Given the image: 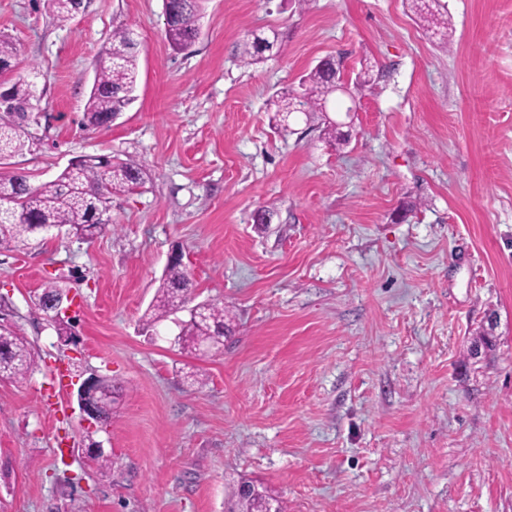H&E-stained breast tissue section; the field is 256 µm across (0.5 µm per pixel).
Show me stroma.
Here are the masks:
<instances>
[{
  "label": "stroma",
  "mask_w": 512,
  "mask_h": 512,
  "mask_svg": "<svg viewBox=\"0 0 512 512\" xmlns=\"http://www.w3.org/2000/svg\"><path fill=\"white\" fill-rule=\"evenodd\" d=\"M440 5L448 45L406 0H206L178 51L163 0H84L64 23L51 0H0L34 106L0 174L38 186L79 156L146 172L113 197V230L0 252V326L35 353L0 380V512H224L243 478L285 512H512V0ZM121 27L133 98L83 128ZM273 30L280 50L244 64L247 35ZM329 56L377 74L339 99L340 150L271 103ZM175 247L195 302L231 313L219 351L143 324ZM50 282L72 298L66 344L36 305ZM92 372L119 386L107 427L74 399Z\"/></svg>",
  "instance_id": "1"
}]
</instances>
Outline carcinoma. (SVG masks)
Segmentation results:
<instances>
[{
    "label": "carcinoma",
    "instance_id": "1",
    "mask_svg": "<svg viewBox=\"0 0 512 512\" xmlns=\"http://www.w3.org/2000/svg\"><path fill=\"white\" fill-rule=\"evenodd\" d=\"M418 19L427 24L448 28V20L432 12L428 0H413ZM56 18L70 20L82 0H52ZM165 9L178 16L166 28L173 47L189 48L199 36L202 0H164ZM278 33L246 39L241 48L242 60L256 64L278 43ZM17 48L6 38H0V74L14 67ZM138 42L127 28L112 32L110 45L98 60L96 82L84 109V127L109 126L115 114L122 111L135 90L138 79ZM342 60L333 57L318 63L301 80V93H283L277 99L278 111L298 97L306 121H321L328 141L346 144L345 133L324 116L326 104L336 93V68ZM33 97L30 85L20 77L9 85L8 97L0 101V160L22 152V126L16 120L27 117ZM144 170L134 163L87 157L66 168L55 180L38 187L29 184L22 173L0 175V250L23 251L43 228H65L82 240H91L109 230L107 213L114 194L129 193L144 183ZM193 281L181 262L167 266L155 297L144 314V324L151 326L185 308ZM200 317H190L181 331L182 349L193 352L202 337L215 346L224 344L226 309L219 303L198 305ZM34 364L30 343L15 331L0 333V377L21 379ZM260 494L244 498L231 490L227 512H263L264 501L272 495L263 486Z\"/></svg>",
    "mask_w": 512,
    "mask_h": 512
}]
</instances>
